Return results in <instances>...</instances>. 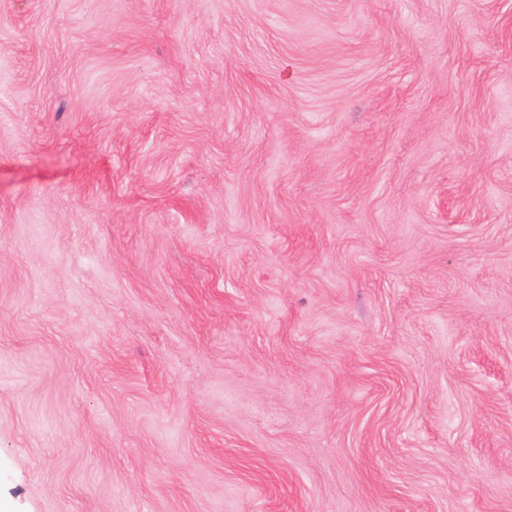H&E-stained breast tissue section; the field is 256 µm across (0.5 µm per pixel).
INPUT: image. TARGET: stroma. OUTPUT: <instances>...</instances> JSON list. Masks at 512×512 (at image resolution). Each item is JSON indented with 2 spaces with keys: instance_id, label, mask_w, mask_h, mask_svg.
I'll return each instance as SVG.
<instances>
[{
  "instance_id": "1",
  "label": "stroma",
  "mask_w": 512,
  "mask_h": 512,
  "mask_svg": "<svg viewBox=\"0 0 512 512\" xmlns=\"http://www.w3.org/2000/svg\"><path fill=\"white\" fill-rule=\"evenodd\" d=\"M0 512H512V0H0Z\"/></svg>"
}]
</instances>
